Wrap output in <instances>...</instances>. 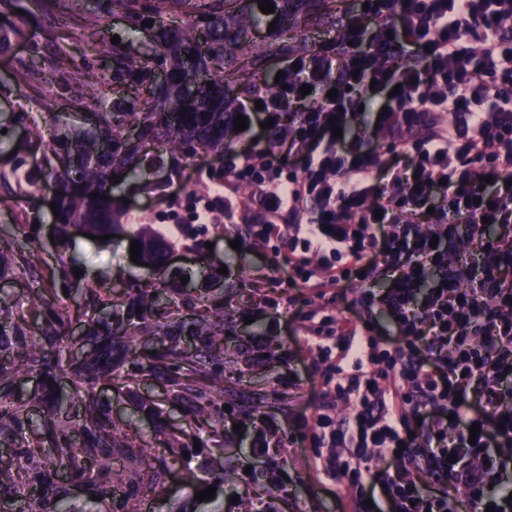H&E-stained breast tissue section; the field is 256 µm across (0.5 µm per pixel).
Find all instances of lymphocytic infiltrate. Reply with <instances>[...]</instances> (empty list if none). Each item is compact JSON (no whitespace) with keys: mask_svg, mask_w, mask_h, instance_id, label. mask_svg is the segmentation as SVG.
Segmentation results:
<instances>
[{"mask_svg":"<svg viewBox=\"0 0 512 512\" xmlns=\"http://www.w3.org/2000/svg\"><path fill=\"white\" fill-rule=\"evenodd\" d=\"M367 3L289 55L287 110L238 103L287 150L225 151L255 209L219 190L201 215L245 220L318 296L358 287L360 320L305 317L316 464L354 512H512V0Z\"/></svg>","mask_w":512,"mask_h":512,"instance_id":"obj_1","label":"lymphocytic infiltrate"}]
</instances>
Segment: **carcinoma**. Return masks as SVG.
<instances>
[{
    "mask_svg": "<svg viewBox=\"0 0 512 512\" xmlns=\"http://www.w3.org/2000/svg\"><path fill=\"white\" fill-rule=\"evenodd\" d=\"M184 2L108 0L107 10L125 16L132 39L145 11L168 13ZM294 2L271 0L280 34L261 54L252 50L246 34L262 18L254 12L229 16L224 10L210 13L201 30L189 22L162 29L151 50L139 56L113 53L134 89L143 86L149 93L137 112L127 111L119 99L109 101L104 79L88 73L104 107L92 113L90 128L66 136L64 162L52 172L60 247L67 245L71 228L78 226L86 234L117 231L124 240L136 241L139 257L150 265L167 259L169 248L154 232L140 224L118 223L122 205L109 177L143 182L154 149L167 148L173 156L191 159L201 150L222 153L233 148L239 133L227 124L224 102L250 91L237 83L238 73H257L265 56L286 58L293 52L287 34ZM159 66L168 73L164 85L150 83ZM189 76L197 83L192 96L181 92ZM14 244L0 241V279L34 261H18ZM69 275L68 263L58 257L53 282L37 294L55 316L34 332L11 317L10 309L24 305L23 300L0 303V512H143L144 504L164 491L177 468L184 479L199 486L207 484L210 473L224 475V384L207 372V365L217 358L214 342L224 337V311L210 310L207 294L200 291L191 298L178 283L131 289L119 306L92 289L72 296L57 288ZM181 304L191 308L189 317L178 324L167 320L166 311ZM74 305L83 311L78 341L69 335L64 319ZM137 332L149 333L165 344L164 349L154 354L140 349L134 344ZM184 332L193 337V349L167 344ZM114 340L123 344L126 358L142 375L164 369L168 397L182 404L207 433L204 462L192 464L191 449L183 448L175 434L162 447L149 435L116 447L112 410L97 391L101 385L126 382L124 366L112 364ZM80 341L91 351L74 357ZM32 374L44 376L47 384L67 380L69 393L61 398L53 392L47 403L24 394L22 378ZM184 451L188 456L182 455ZM71 487L85 494L80 508L70 499ZM101 502L107 505L104 511L97 509Z\"/></svg>",
    "mask_w": 512,
    "mask_h": 512,
    "instance_id": "cac0c4a2",
    "label": "carcinoma"
}]
</instances>
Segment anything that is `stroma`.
I'll use <instances>...</instances> for the list:
<instances>
[{
	"label": "stroma",
	"instance_id": "obj_1",
	"mask_svg": "<svg viewBox=\"0 0 512 512\" xmlns=\"http://www.w3.org/2000/svg\"><path fill=\"white\" fill-rule=\"evenodd\" d=\"M350 0H334V12L313 7L298 20V37L307 44L336 39L338 8ZM93 0H58L49 10H34L29 0L0 5V140L14 147L0 156V230L23 226L39 245L33 272H15L0 280V300L30 295L49 281L56 267L55 218L50 209L54 183L45 158L57 146L53 117L73 120L97 111L96 91L87 72H97L110 87L111 97L129 94L124 74L112 58V37L125 40L129 55H138L152 43L168 18L154 15L136 39L126 37L127 21L113 15L95 20ZM68 59L58 67L57 57ZM22 165L40 179L42 189L29 196L26 185L15 182L12 168ZM224 180V159L199 153L194 160L165 159L154 169L148 185L121 183L116 196L125 200V220L167 230L175 245L171 260L161 268L139 266L130 260L129 246L118 240L103 242L72 230L67 257L80 273L68 286L72 292L88 289L125 300L124 291L136 285L151 288L163 282L183 281L188 291L208 289L211 308H223L224 341L217 372L224 378V480L212 500L197 501L195 485L172 473L164 500L153 501L155 512H352L351 489L326 481L315 465L310 439L287 437L298 421L314 422L319 414L321 372L314 352L301 341L302 313L315 308L316 294L291 281L285 255L251 250L235 225L183 226L191 206L210 196ZM239 249H232V241ZM112 405L119 439L133 438L135 430L150 431L165 424L167 433L188 429L179 405L170 401L157 380L141 378L138 386H113L103 391ZM161 410L147 414L142 402ZM276 426L283 437L274 458L288 474L287 490L270 485L263 466L253 465L251 448L265 425Z\"/></svg>",
	"mask_w": 512,
	"mask_h": 512
}]
</instances>
